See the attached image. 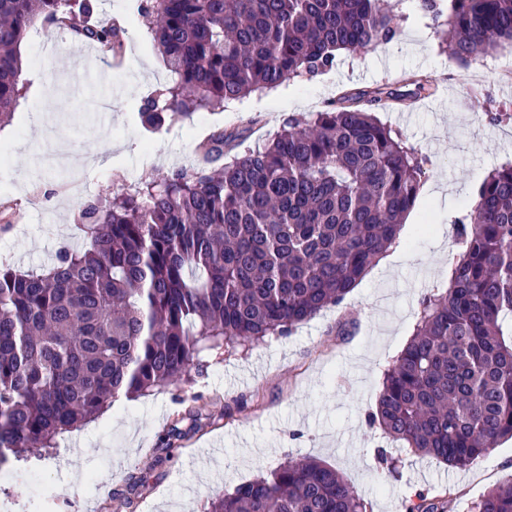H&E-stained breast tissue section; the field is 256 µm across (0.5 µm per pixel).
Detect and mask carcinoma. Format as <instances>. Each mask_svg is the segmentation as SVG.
<instances>
[{
    "mask_svg": "<svg viewBox=\"0 0 512 512\" xmlns=\"http://www.w3.org/2000/svg\"><path fill=\"white\" fill-rule=\"evenodd\" d=\"M96 0H0V126L21 97L20 45L36 21L71 27L106 55L125 30L91 22ZM437 36L461 65L512 41V0H436ZM137 22L172 81L145 98L157 130L224 110L252 93L336 66L341 51L395 36L377 0H140ZM400 96L345 93L262 145L215 126L196 170L144 180L76 208L87 244L59 251L42 273L0 261V464L49 448L112 405L187 373L205 348L235 350L288 337L340 305L399 240L423 165L375 109ZM462 252L449 288L421 303L410 340L384 373L369 427L416 454L464 467L512 439V165L492 170L455 222ZM177 425L147 469L166 460ZM146 484L131 474L112 508ZM208 512H367L335 468L286 461L212 500ZM407 512H446L420 493ZM470 512H512V475Z\"/></svg>",
    "mask_w": 512,
    "mask_h": 512,
    "instance_id": "carcinoma-1",
    "label": "carcinoma"
}]
</instances>
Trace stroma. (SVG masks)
I'll return each mask as SVG.
<instances>
[{"mask_svg":"<svg viewBox=\"0 0 512 512\" xmlns=\"http://www.w3.org/2000/svg\"><path fill=\"white\" fill-rule=\"evenodd\" d=\"M388 2L397 27L392 41L341 55L335 69L313 79H292L222 114L155 133L142 126L138 110L171 74L149 37L126 40L125 63L117 67L97 47L71 40L52 52L41 27L29 31L21 46L23 97L8 127L11 150L0 158V207L13 212L10 223L0 224V255L16 270L42 271L62 247L84 243L66 174L41 170L35 161L58 136H66L69 163L86 176L93 196L106 199L141 178L192 169L195 147L213 126H251L252 147L271 139L283 119L309 117L339 92H405L414 75L429 76L435 93L405 111L387 106L376 115L424 160L426 178L412 214H429L433 230L421 236L408 224L400 235L406 260L362 280L340 306L291 336L233 352L202 351L188 375L59 435L52 452L8 460L5 468L16 477L0 484V512H42L47 505L52 512H102L106 493L124 488L130 473L146 471L148 449L175 422L184 438L161 468L146 471V486L129 512H206L211 497L303 457L341 472L370 512H406L421 492L446 496L447 512H469L473 500L512 475V440L455 468L398 453L366 423L423 298L448 287L461 251L454 221L491 169L512 164V43L460 66L441 53L419 0ZM85 64L105 71L112 83L108 122L68 85ZM490 112L501 113V120L489 123ZM196 400L199 414L176 421ZM381 447L398 454L394 472L379 466Z\"/></svg>","mask_w":512,"mask_h":512,"instance_id":"1","label":"stroma"}]
</instances>
